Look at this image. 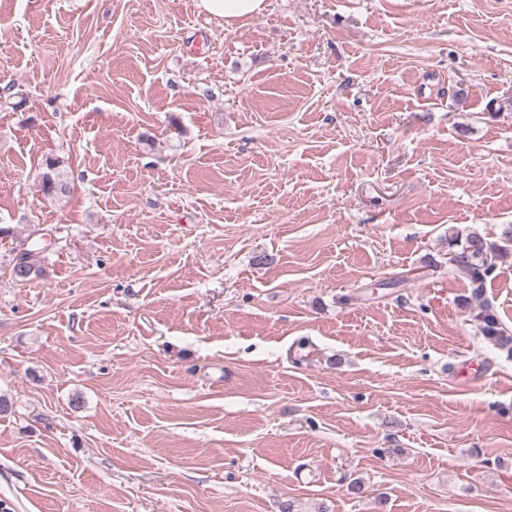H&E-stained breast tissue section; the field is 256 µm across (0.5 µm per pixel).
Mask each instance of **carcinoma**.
Instances as JSON below:
<instances>
[{
  "label": "carcinoma",
  "mask_w": 512,
  "mask_h": 512,
  "mask_svg": "<svg viewBox=\"0 0 512 512\" xmlns=\"http://www.w3.org/2000/svg\"><path fill=\"white\" fill-rule=\"evenodd\" d=\"M58 166L59 161L53 158L46 159L43 164L39 179L41 190L46 195L63 194L69 190L67 182L60 178ZM449 240L452 245L459 247L450 257V265L469 275L474 285L473 296L480 299L486 278L494 273L498 263L506 256L505 247L488 243L474 232L465 235L458 229L451 230ZM10 256L11 276L16 282L24 284L44 274V269L34 262L33 250L26 247V241L16 243L10 250ZM479 309L483 335L494 343L507 340L492 308L482 302Z\"/></svg>",
  "instance_id": "cac0c4a2"
}]
</instances>
